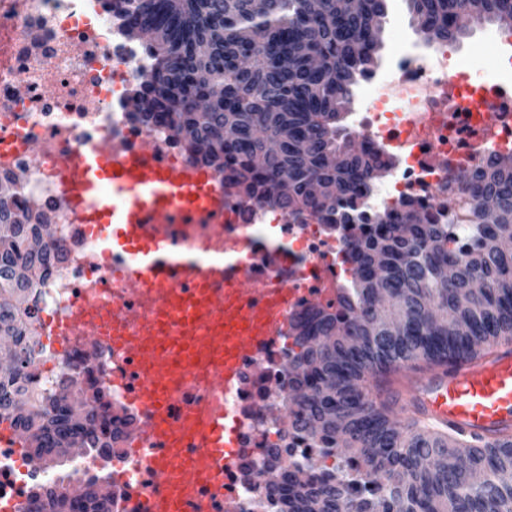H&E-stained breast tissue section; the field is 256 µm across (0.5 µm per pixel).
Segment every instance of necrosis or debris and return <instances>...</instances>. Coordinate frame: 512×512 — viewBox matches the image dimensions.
Returning <instances> with one entry per match:
<instances>
[{
    "instance_id": "1",
    "label": "necrosis or debris",
    "mask_w": 512,
    "mask_h": 512,
    "mask_svg": "<svg viewBox=\"0 0 512 512\" xmlns=\"http://www.w3.org/2000/svg\"><path fill=\"white\" fill-rule=\"evenodd\" d=\"M394 55L391 76L373 84L370 106L353 132L361 150H380L393 160L389 182L374 188L366 204L391 211L412 200L435 212L451 178L499 150L512 149V113L495 142L484 138L478 109L484 91L512 92V76L476 81L469 62L449 52L425 58L407 43L396 46ZM47 57L55 61L49 70L41 65ZM149 70L141 49L123 41L104 0H0V132L21 129L41 146L39 154L24 149L10 163H0V177L18 168L27 171L18 189L20 200L33 213H46L70 248L64 269L46 282L39 297L40 310L55 316L111 268L133 260L129 253L102 257L98 240L67 206L72 178L59 165L62 155L102 140L119 148L136 144L143 166L165 157L207 184L214 208L162 213L158 221L167 228L171 245L191 247L198 263H206L213 245H223L224 279L214 283L215 292L241 314L280 324L276 335L259 341L261 373L252 372L250 358H242V380L223 396L224 425L234 434L231 476L241 512H280L276 485L295 464L318 453L293 431L282 403L294 347L289 330L309 307L304 289L322 290L328 307L336 308L345 230L311 217L296 220L258 199L225 191L223 183L212 181L211 169L194 164L166 128L135 119L124 89ZM452 75L465 103L448 113L430 137H421L417 118L435 104ZM245 268L263 293L239 291L236 276ZM256 469L270 472L269 484L253 482ZM52 480L50 474L27 469L13 446L0 448L1 503L11 498L27 502L32 486Z\"/></svg>"
}]
</instances>
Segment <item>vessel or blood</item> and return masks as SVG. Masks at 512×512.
Masks as SVG:
<instances>
[{"label": "vessel or blood", "instance_id": "b4317fda", "mask_svg": "<svg viewBox=\"0 0 512 512\" xmlns=\"http://www.w3.org/2000/svg\"><path fill=\"white\" fill-rule=\"evenodd\" d=\"M459 102V86L449 80L447 92L421 121L423 136L441 125ZM484 135L495 138L501 115L512 113V96L489 92L481 103ZM139 148L117 156L109 141L86 151L65 155L61 165L74 173L77 185L67 205L82 219L105 251L120 249L137 255L135 264L115 272L112 288H88L71 304L67 316L52 321L42 339L52 353L63 356L74 344L107 351L115 365L109 383L127 393L126 404L138 417L130 447L135 457L132 512H239L231 490L225 489L229 443L224 440V417L219 410H194L202 424L190 435V450L171 437L166 408L176 395L163 387L172 374H188L207 365L206 390L223 393L239 380V369L226 354L228 340L195 336L174 346L156 347L151 337L164 302L160 286L172 278L220 281L224 264L201 268L186 252L170 247L156 216L163 210L187 209L204 197L196 181L176 166L158 162L142 167ZM138 300L137 323L128 333L105 336L101 327L113 292ZM398 391L417 400L431 420L489 439L512 434V344L480 360H460L448 371L421 370Z\"/></svg>", "mask_w": 512, "mask_h": 512}]
</instances>
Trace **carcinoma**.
Here are the masks:
<instances>
[{"label":"carcinoma","instance_id":"cac0c4a2","mask_svg":"<svg viewBox=\"0 0 512 512\" xmlns=\"http://www.w3.org/2000/svg\"><path fill=\"white\" fill-rule=\"evenodd\" d=\"M427 40L454 43L476 16L512 26V0H407ZM122 31L139 30L152 84L135 89L150 107L135 113L172 132L201 166L227 172L224 185L296 217L357 224L344 241L353 276L335 311L296 327L288 362L293 428L322 458L288 476L282 512H343L349 483L381 496L354 512H512V438L467 437L427 420L405 423L390 395L402 370L475 360L512 342V152L495 154L448 181V199L472 211L468 224L426 208L371 210L359 202L384 166L360 150L345 125L357 84L373 73L387 0H108ZM161 34L163 44L155 42ZM207 44L208 54L197 53ZM215 141L205 155L199 141ZM16 192L0 198V334L14 338L13 365L0 369V423L50 454L83 448L103 457L112 404H85L73 417L77 375L60 372L45 396L25 369L42 357L34 323L41 288L67 259L43 236ZM36 412L12 410L16 397Z\"/></svg>","mask_w":512,"mask_h":512}]
</instances>
